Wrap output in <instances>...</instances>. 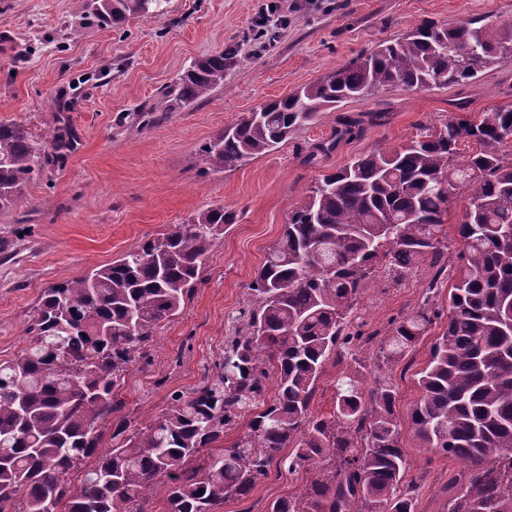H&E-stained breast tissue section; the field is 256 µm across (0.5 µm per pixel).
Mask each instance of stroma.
Listing matches in <instances>:
<instances>
[{
    "label": "stroma",
    "mask_w": 512,
    "mask_h": 512,
    "mask_svg": "<svg viewBox=\"0 0 512 512\" xmlns=\"http://www.w3.org/2000/svg\"><path fill=\"white\" fill-rule=\"evenodd\" d=\"M82 5L0 0V33L8 37L0 45V123L22 124L40 141L63 120L74 136L71 151L28 185L26 205L0 211V362L28 346L45 288L112 262L200 209L224 207L235 223L211 249L180 314L160 324L121 386L123 413L138 424L167 411L172 393L195 389L218 359L249 283L311 184L362 153L410 142L420 126L512 108L506 58L465 86L393 87L346 102L342 113L384 116L313 162L305 157L332 139L335 114L225 171L210 164L204 145L261 103L313 84L425 19L512 24V0H166L160 13L119 28L82 26ZM230 46L237 60L209 96L153 111L192 62ZM429 279L421 270L404 286L370 289L359 305L363 332L385 333L390 320L412 314ZM441 331L434 326L390 370L407 475L422 483L417 512H444L446 485L462 467L419 448L407 424L418 374ZM306 481L303 471L270 472L247 500L227 501L220 512H267Z\"/></svg>",
    "instance_id": "stroma-1"
}]
</instances>
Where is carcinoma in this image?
I'll list each match as a JSON object with an SVG mask.
<instances>
[{
	"instance_id": "obj_1",
	"label": "carcinoma",
	"mask_w": 512,
	"mask_h": 512,
	"mask_svg": "<svg viewBox=\"0 0 512 512\" xmlns=\"http://www.w3.org/2000/svg\"><path fill=\"white\" fill-rule=\"evenodd\" d=\"M162 0H84L85 25L117 28ZM512 56V25L479 18L448 26L425 20L294 95L261 105L203 148L231 170L263 155L349 99L402 86H462ZM236 50L195 60L151 111L194 102L224 82ZM381 117L338 116L336 138ZM68 127L40 144L18 123H0V211L25 204L28 184L70 148ZM445 183L447 190L439 187ZM476 204L457 225L458 267L448 306L424 304L394 319L377 344V370L398 362L427 329L448 318L417 380L409 424L419 447L468 463L450 487L447 512H512V109L424 126L407 145L373 151L324 175L291 215L249 284L224 351L189 394L142 427L112 419L116 389L159 323L200 280L224 226L222 206L196 212L153 240L87 274L46 289L31 344L0 363V512H149L160 484L169 512H215L249 496L277 463L309 473L296 496L268 512H416L417 484L385 377L365 390L354 369L327 417L310 404L324 365L361 340L354 328L376 279L400 285L422 265L429 290L448 267V202ZM274 394L268 396V380ZM248 418L224 453H198ZM112 422V446L98 424ZM85 469L75 484L72 470Z\"/></svg>"
}]
</instances>
